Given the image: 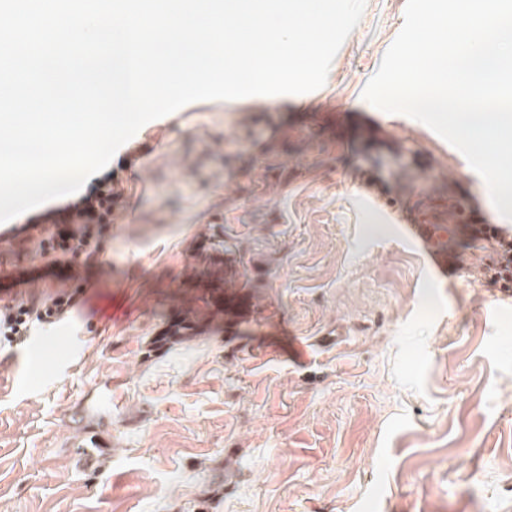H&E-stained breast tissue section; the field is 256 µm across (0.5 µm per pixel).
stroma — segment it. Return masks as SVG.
Listing matches in <instances>:
<instances>
[{"mask_svg": "<svg viewBox=\"0 0 512 512\" xmlns=\"http://www.w3.org/2000/svg\"><path fill=\"white\" fill-rule=\"evenodd\" d=\"M405 7L366 0L315 91L194 102L118 149L80 305L0 345V512H512V297L448 205L504 218L459 150L363 97ZM368 169L445 226L447 278ZM190 307L219 317L162 342Z\"/></svg>", "mask_w": 512, "mask_h": 512, "instance_id": "35a3bbf8", "label": "stroma"}]
</instances>
